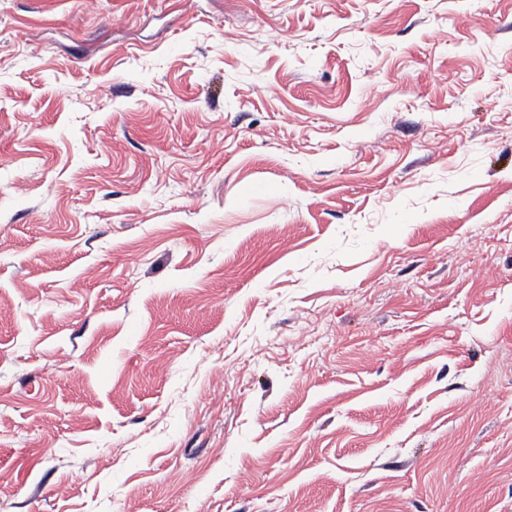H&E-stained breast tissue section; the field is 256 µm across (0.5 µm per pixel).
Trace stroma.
<instances>
[{
	"instance_id": "obj_1",
	"label": "stroma",
	"mask_w": 512,
	"mask_h": 512,
	"mask_svg": "<svg viewBox=\"0 0 512 512\" xmlns=\"http://www.w3.org/2000/svg\"><path fill=\"white\" fill-rule=\"evenodd\" d=\"M0 512H512V0H0Z\"/></svg>"
}]
</instances>
